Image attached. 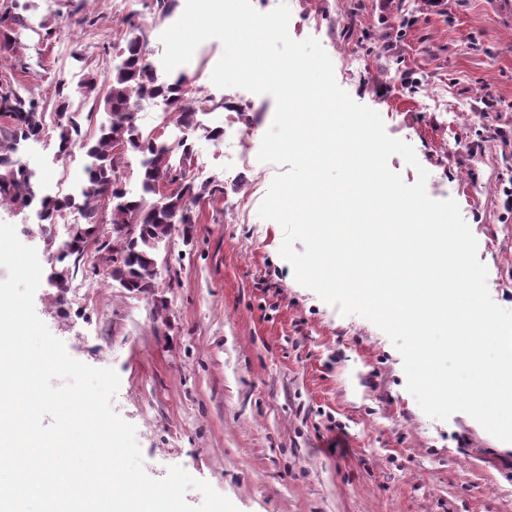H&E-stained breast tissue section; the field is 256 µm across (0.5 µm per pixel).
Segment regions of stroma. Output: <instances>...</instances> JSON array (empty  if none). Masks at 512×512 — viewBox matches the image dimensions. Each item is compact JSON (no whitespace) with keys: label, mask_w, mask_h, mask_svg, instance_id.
I'll return each mask as SVG.
<instances>
[{"label":"stroma","mask_w":512,"mask_h":512,"mask_svg":"<svg viewBox=\"0 0 512 512\" xmlns=\"http://www.w3.org/2000/svg\"><path fill=\"white\" fill-rule=\"evenodd\" d=\"M5 12L18 22L0 47V85L34 101L46 125L43 143L21 144L14 158L37 185L63 178L77 192L78 161L58 152L60 83L109 71L130 19L162 54L158 33L175 18L154 19L153 0H126L118 14L110 0H0ZM289 33L328 51L381 41L335 79L413 146L428 195L458 203L492 300L512 309V210L502 203L512 185V0H299ZM222 53L209 39L189 63L207 98L198 128L136 105L142 130L191 143L190 159L173 160L195 183L221 188L158 252L155 288H121L92 246L65 293L41 282L37 315L71 357L117 372L112 407L135 426L151 477L182 467L239 512H512V450L466 413L428 417L389 338L296 282L279 254L282 228L258 214L278 166L240 164L235 146L220 152L205 136L216 126L246 133L256 154L275 114L271 95L212 83ZM28 216L0 210L51 271L68 229L43 231Z\"/></svg>","instance_id":"obj_1"}]
</instances>
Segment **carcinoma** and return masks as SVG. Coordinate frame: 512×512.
Returning a JSON list of instances; mask_svg holds the SVG:
<instances>
[{"mask_svg": "<svg viewBox=\"0 0 512 512\" xmlns=\"http://www.w3.org/2000/svg\"><path fill=\"white\" fill-rule=\"evenodd\" d=\"M119 62L106 73L104 103L109 115L97 136L91 138L81 132L78 115L67 112L69 96L59 103L64 118L59 120V153L68 154L79 148L93 159L86 169V185L78 196L50 199L37 195L33 175L16 166L12 154L20 142L40 136L45 128L43 117L35 103L27 102L11 89L0 90V112L11 120V125L0 137V205L35 207L44 223L52 224L54 213L62 208L75 207L84 212L82 224L66 248L56 256L61 266L56 268L59 292L68 286L71 267L65 260L79 262L91 240L98 238V212L102 202L112 204V238L101 240L104 262L112 279L130 292L147 293L155 287L158 275L157 250L179 228L195 223L192 204L200 197L193 181L186 173L176 171L170 163L173 147L152 134H145L131 112L134 103L141 100L165 98L177 113L178 122L186 128L196 126V108L185 85V73L175 76L158 74L146 59L145 33L141 25L131 23L125 44L117 53ZM132 150L141 155V194H128L118 176L120 153ZM165 185V202L161 205L148 199Z\"/></svg>", "mask_w": 512, "mask_h": 512, "instance_id": "cac0c4a2", "label": "carcinoma"}]
</instances>
